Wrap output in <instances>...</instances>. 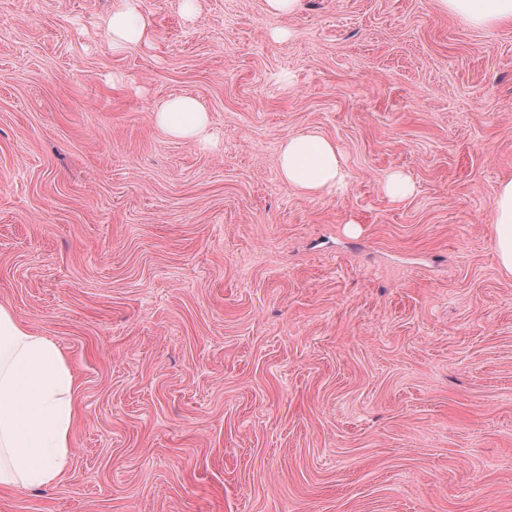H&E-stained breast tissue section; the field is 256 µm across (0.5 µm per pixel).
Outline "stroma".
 <instances>
[{"label":"stroma","mask_w":512,"mask_h":512,"mask_svg":"<svg viewBox=\"0 0 512 512\" xmlns=\"http://www.w3.org/2000/svg\"><path fill=\"white\" fill-rule=\"evenodd\" d=\"M123 4L0 0V303L79 383L65 474L0 512H512V27L136 0L116 53ZM176 95L217 145L155 125ZM308 129L344 192L281 180ZM112 35V50L120 52L133 44L141 42L147 33V24L143 16L128 3L112 12L107 20ZM494 249L503 271L512 274V178L499 182L492 202Z\"/></svg>","instance_id":"1"}]
</instances>
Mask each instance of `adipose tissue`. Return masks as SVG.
Returning <instances> with one entry per match:
<instances>
[{"label":"adipose tissue","mask_w":512,"mask_h":512,"mask_svg":"<svg viewBox=\"0 0 512 512\" xmlns=\"http://www.w3.org/2000/svg\"><path fill=\"white\" fill-rule=\"evenodd\" d=\"M464 24L496 28L512 25V0H438ZM112 49L141 42L147 24L132 5L113 11L107 21ZM168 136L206 139L207 110L190 96L171 97L154 112ZM279 173L289 187L306 196L341 190L347 179L336 142L307 130L282 141ZM494 249L503 271L512 274V178L499 182L492 202ZM77 380L59 347L18 322L0 304V490H34L56 482L70 463L75 425Z\"/></svg>","instance_id":"obj_1"}]
</instances>
